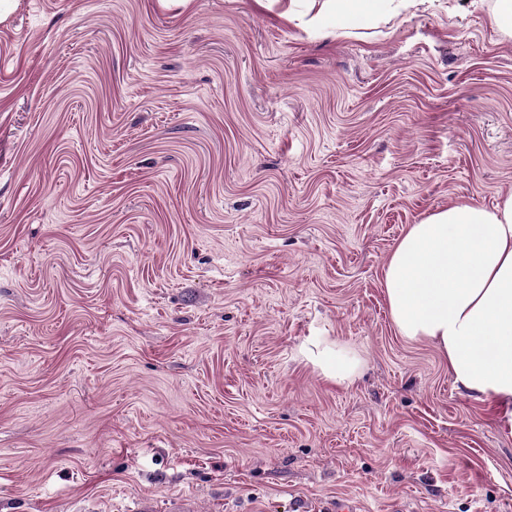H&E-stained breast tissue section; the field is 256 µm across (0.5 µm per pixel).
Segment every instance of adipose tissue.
Segmentation results:
<instances>
[{
  "label": "adipose tissue",
  "mask_w": 512,
  "mask_h": 512,
  "mask_svg": "<svg viewBox=\"0 0 512 512\" xmlns=\"http://www.w3.org/2000/svg\"><path fill=\"white\" fill-rule=\"evenodd\" d=\"M312 25L349 35L419 7L424 0H312ZM398 334L434 343L462 389L490 399L512 424V195L488 209L461 202L409 225L384 271ZM303 360L337 385L354 382L362 360L327 336L309 337Z\"/></svg>",
  "instance_id": "obj_1"
}]
</instances>
